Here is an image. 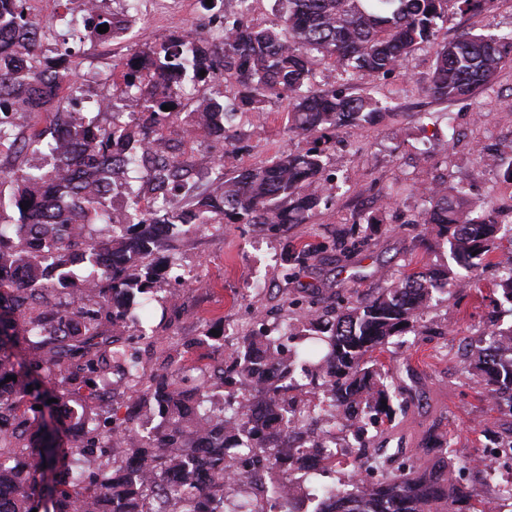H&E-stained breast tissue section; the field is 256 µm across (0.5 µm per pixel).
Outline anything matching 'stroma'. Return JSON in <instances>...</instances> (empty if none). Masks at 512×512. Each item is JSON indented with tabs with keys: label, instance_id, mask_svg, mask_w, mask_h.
Wrapping results in <instances>:
<instances>
[{
	"label": "stroma",
	"instance_id": "stroma-1",
	"mask_svg": "<svg viewBox=\"0 0 512 512\" xmlns=\"http://www.w3.org/2000/svg\"><path fill=\"white\" fill-rule=\"evenodd\" d=\"M147 19L134 29L132 39L103 42L85 33L77 43L86 67L114 68L128 55L148 49L170 34L207 32L212 10L236 13L237 0H187L186 6L144 0ZM512 30V0H495L489 11L461 13L449 8L436 40L417 47L403 69L377 81L344 70L328 59H315L312 89L318 93L360 92L374 88L391 113L366 128H343L327 145L325 178L334 181V197L312 214L307 223L287 224L269 231L251 224H228L224 229L190 234L177 243L180 262L203 275L200 286H186L176 302H167L169 283H161L160 298L152 302L143 326L157 344H143L147 369L162 368L174 357L190 369L209 364L212 326L245 329L256 315L290 319L296 314L287 299L317 293L322 308H332L338 296H368L399 277L419 261L444 263L446 248L421 241L411 227L419 206L418 191L429 183L454 184L465 180L468 193L478 200L495 194L500 205L512 207V184L500 181L485 153L512 144V61L506 62L491 87L467 98L443 102L426 88L438 44L460 33L500 34ZM232 97L234 86L223 69H215L208 83L200 85L185 101L177 117L161 130L168 144L177 148L182 163L204 170L223 164L225 170H243L269 162L284 150L298 149L301 139L288 134L287 100L268 103L264 112L236 118L230 129L232 144L208 138L188 144L183 128L195 121L199 101L216 94ZM376 212L390 225L371 240L366 260L325 254L301 268L293 259L295 244L319 241L339 232L353 215ZM497 266L484 268L479 288L461 286L453 296L439 295L424 316V324L447 328V335L409 336L407 344L384 353L386 367L411 381L415 399L407 415L392 422V444L406 454L415 448L432 422H439L461 456H471L485 443L486 433L504 436L512 413L482 398L474 381L461 373L468 348L482 331L498 324L512 325V305L500 303L495 285ZM174 336L176 347L164 339Z\"/></svg>",
	"mask_w": 512,
	"mask_h": 512
}]
</instances>
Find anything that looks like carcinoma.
I'll list each match as a JSON object with an SVG mask.
<instances>
[{"instance_id": "cac0c4a2", "label": "carcinoma", "mask_w": 512, "mask_h": 512, "mask_svg": "<svg viewBox=\"0 0 512 512\" xmlns=\"http://www.w3.org/2000/svg\"><path fill=\"white\" fill-rule=\"evenodd\" d=\"M451 1L468 12L495 2L284 0L273 28H256L241 14L224 19L218 48L199 33H183L139 52L140 65L121 72L128 97L142 108L136 129L110 131L86 112L58 113L59 127L88 147L83 165L96 184L112 182L109 163L122 162L146 171L149 193L170 194V210L142 214V190L126 186L124 220L114 230L107 220L112 193L64 180L67 152L29 167L40 135L18 136L10 107L39 111L34 83L62 88L70 79L67 50L48 59L35 41L21 66L11 30L32 21L24 0H0V147L24 159L15 171L0 169V180L14 183L10 205L18 213L11 232L0 229V270L21 272L17 281L0 279V512H255L246 488L257 470L238 469L232 454L253 450L258 470L290 486H301L313 469L329 476L335 459L318 444L304 447L327 407L339 415L338 431L356 442L354 473L367 472L363 457L384 433L382 419L406 410L410 395L380 356L418 334L433 292L461 277L478 286L479 268L503 254L499 208L491 199L471 200L464 181L424 188L413 220L423 239L448 245L447 263L426 264L331 314L312 293L294 299V322L258 318L261 328L243 333L220 373L203 371L205 381L171 356L162 372L146 374L131 349L147 336L120 331L132 328L126 318L133 309L155 299L158 281L181 268L174 246L180 235L214 223L304 224L331 201L333 187L320 185L323 144L345 126L374 124L386 107L371 95L311 91L313 53L370 79L393 73L417 46L435 40ZM511 56L512 36L464 32L437 50L428 92L443 101L468 97L491 86ZM217 65L236 77L240 92L234 100H204L203 127L228 140L226 124L237 113L262 112L266 102L287 97L288 132L307 146L234 176L217 163L202 189L175 151L149 150L150 135L180 112L169 75L205 83ZM379 224L378 215H361L326 241L304 244L297 264L326 252L365 257ZM298 370L309 390L295 394L288 379ZM467 372L481 396L494 403L509 396L512 411V352L481 344ZM227 384L246 391L240 414L231 398L216 397ZM33 401L68 413L51 426L33 413ZM144 421L153 424L147 435ZM415 455L421 464L391 472L356 499L345 493L356 478L338 479L312 499V512H483L477 489L448 479V467L467 460L441 423L427 428ZM152 482L169 483V497L148 501Z\"/></svg>"}]
</instances>
